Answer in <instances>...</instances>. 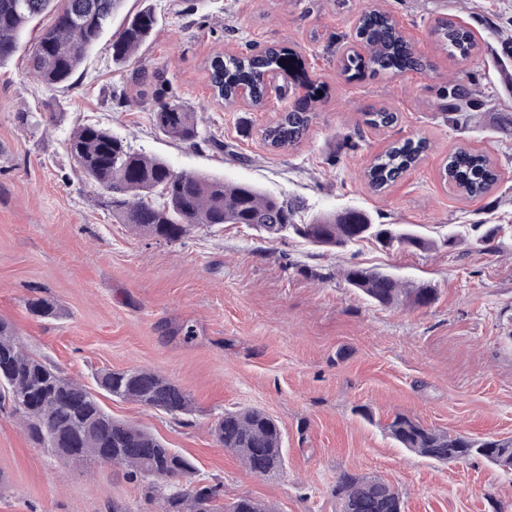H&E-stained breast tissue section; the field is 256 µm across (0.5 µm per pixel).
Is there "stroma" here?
<instances>
[{
    "label": "stroma",
    "mask_w": 512,
    "mask_h": 512,
    "mask_svg": "<svg viewBox=\"0 0 512 512\" xmlns=\"http://www.w3.org/2000/svg\"><path fill=\"white\" fill-rule=\"evenodd\" d=\"M154 36L126 67L112 37L141 0H125L70 87L41 84L26 68L37 26L0 66V319L26 349L92 384L95 371L145 368L181 386L191 414L171 416L110 400L113 417L148 428L189 456L199 479L274 512H336L346 472L398 486L404 512H512V473L479 460L441 463L399 448L382 429L404 414L473 438L512 439V0H153ZM389 13L427 68L350 80L338 59L359 49L362 10ZM448 16L476 48L449 58L432 32ZM277 44L299 53L326 94L301 143L275 151L262 130L303 95L276 74L267 102L225 107L211 95L207 62ZM194 109L215 147L170 141L155 127V76ZM464 81L467 125L452 121L445 92ZM124 97L125 106L111 103ZM398 121L374 129L370 107ZM39 114L26 124L22 113ZM97 124L178 172L246 182L300 197L307 216L357 209L377 224H410L435 240L395 251L367 239L325 251L288 235L259 238L236 224L190 229L169 243L113 218L71 158L75 130ZM429 147L380 193L362 175L394 142ZM487 154L499 181L486 197L449 189L441 168L459 144ZM454 224L495 228L487 243L450 244ZM384 269L437 290L428 307L381 308L345 282L349 268ZM54 300L52 320L29 313L33 294ZM369 408L373 420L361 415ZM257 408L279 422L283 470L250 474L213 440L225 410ZM158 512L139 483L108 468L60 460L35 447L18 417L0 412V512Z\"/></svg>",
    "instance_id": "35a3bbf8"
}]
</instances>
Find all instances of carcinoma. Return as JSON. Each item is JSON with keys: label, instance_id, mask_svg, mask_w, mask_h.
<instances>
[{"label": "carcinoma", "instance_id": "carcinoma-1", "mask_svg": "<svg viewBox=\"0 0 512 512\" xmlns=\"http://www.w3.org/2000/svg\"><path fill=\"white\" fill-rule=\"evenodd\" d=\"M123 0H66L55 9L54 0H0V66L18 52L21 36L32 22L53 14L51 25L40 29L28 54L29 73L41 83L69 86L74 73L100 40L107 22L122 8ZM159 22L154 7L146 4L128 17L112 41V63L124 66L146 43ZM434 33L441 49L467 59L474 43L470 33L448 18L439 19ZM356 37L367 47L363 55H343L341 71L355 75L388 70L421 69L392 18L379 10L362 11ZM210 82L218 98L231 105L239 87L250 88V103L264 106L267 77L274 71L295 72L307 88L306 95L276 122L262 131L275 149L293 148L307 133L314 117V103L321 85L308 80L300 61L285 47L272 45L258 55L214 57L208 65ZM448 101L460 110L468 100L467 87L458 82L447 90ZM153 120L160 132L175 141L198 147L211 142L199 129L197 115L176 99L159 100ZM397 114L386 107L366 113L365 123L387 128ZM213 143V142H211ZM218 149L224 146L213 143ZM427 149V142L407 139L377 155L363 178L377 193L398 180ZM71 157L96 187L110 191L108 204L122 224L168 242L179 240L190 229L222 224L261 225L263 239L294 233L312 245L330 250L364 239L385 248L426 251L434 241L398 224H375L361 211L345 210L301 220L305 203L264 192L248 183H231L192 172H176L162 158L131 151L124 141L99 125L87 124L68 140ZM448 184L468 198H482L492 191L498 173L491 158L465 144L448 154L443 169ZM347 284L382 308H425L435 300L434 290L414 285L390 273L353 267L344 273ZM28 311L38 317L58 316L55 302L35 295ZM0 410L22 421L29 440L64 461H93L122 471L124 477L143 484L162 512H271L265 503L241 496L224 504V486L203 485L197 467L186 455L167 446L153 432L116 419L99 396L130 401L172 416L192 411L189 395L177 384L145 369L97 372V391L69 377L50 359L26 350L13 326L0 320ZM27 403L14 406L19 397ZM214 441L235 454L256 476H270L284 465L283 433L278 421L257 408L227 410L210 428ZM384 432L400 447L437 462L480 458L512 473V440L475 439L431 429L403 414L384 424ZM337 512H403L397 486L377 475L344 473L334 488Z\"/></svg>", "mask_w": 512, "mask_h": 512}]
</instances>
